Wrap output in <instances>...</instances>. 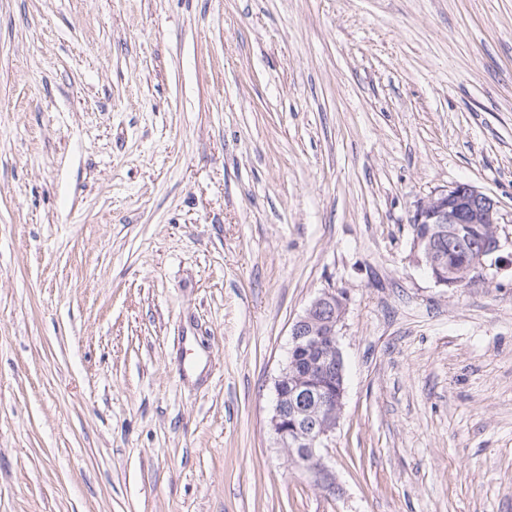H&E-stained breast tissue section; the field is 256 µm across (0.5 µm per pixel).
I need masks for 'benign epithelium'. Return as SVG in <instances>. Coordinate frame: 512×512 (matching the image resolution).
Segmentation results:
<instances>
[{
  "instance_id": "7a95c632",
  "label": "benign epithelium",
  "mask_w": 512,
  "mask_h": 512,
  "mask_svg": "<svg viewBox=\"0 0 512 512\" xmlns=\"http://www.w3.org/2000/svg\"><path fill=\"white\" fill-rule=\"evenodd\" d=\"M500 203L469 183L439 189L418 204L412 225H426L414 233L411 252L415 262L443 287H458L479 268L502 264L496 224ZM480 224L471 241L460 235V225ZM455 246L474 255L461 266L448 267L446 248ZM347 309L346 298L327 290L311 301L291 329V354L275 380L270 426L290 460L303 466L314 481L334 494L336 477L322 462L320 449L335 431L343 409L345 361L339 327Z\"/></svg>"
}]
</instances>
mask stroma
Wrapping results in <instances>:
<instances>
[{
  "label": "stroma",
  "mask_w": 512,
  "mask_h": 512,
  "mask_svg": "<svg viewBox=\"0 0 512 512\" xmlns=\"http://www.w3.org/2000/svg\"><path fill=\"white\" fill-rule=\"evenodd\" d=\"M512 0H0V512H512ZM330 494L273 387L323 290ZM500 203L491 195L468 183L439 189L418 204L410 218V224H426L423 233L412 227L411 252L415 262L431 273L434 282L443 287H458L470 279L479 268L498 266L503 257L497 236V225L501 219ZM461 224H483L482 231L474 241L460 235ZM465 249L474 258L461 266L464 256L455 249Z\"/></svg>",
  "instance_id": "35a3bbf8"
}]
</instances>
